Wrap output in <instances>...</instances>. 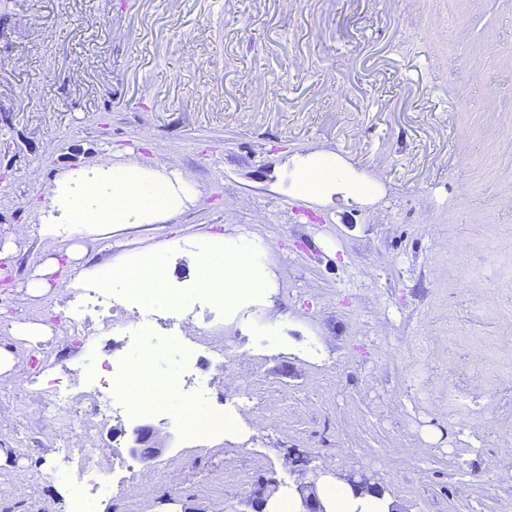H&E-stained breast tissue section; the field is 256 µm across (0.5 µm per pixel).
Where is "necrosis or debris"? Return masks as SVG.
Here are the masks:
<instances>
[{
	"label": "necrosis or debris",
	"instance_id": "1",
	"mask_svg": "<svg viewBox=\"0 0 512 512\" xmlns=\"http://www.w3.org/2000/svg\"><path fill=\"white\" fill-rule=\"evenodd\" d=\"M171 294L175 304L158 306L140 300L131 291L116 299L105 288L73 289L65 323L78 370L58 372L53 351H42L35 384L46 399L43 421L50 426L60 416L71 414L80 429L79 435L64 437L61 446L52 449L47 468L35 475L36 480H58L67 486L66 512H89L92 494L111 495L108 471L123 473L128 483L136 477L134 462L120 444L102 438V431L112 417L131 421L136 416L135 408L118 397L129 367L103 354L105 337L118 334L128 344L162 322L186 364L198 363L204 356L211 365H224L223 337L206 335L193 322L204 307L208 308L210 318H223V297L193 288H175ZM132 308L138 312L133 320L128 317Z\"/></svg>",
	"mask_w": 512,
	"mask_h": 512
}]
</instances>
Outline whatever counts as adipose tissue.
Here are the masks:
<instances>
[{"label":"adipose tissue","mask_w":512,"mask_h":512,"mask_svg":"<svg viewBox=\"0 0 512 512\" xmlns=\"http://www.w3.org/2000/svg\"><path fill=\"white\" fill-rule=\"evenodd\" d=\"M191 188H172L166 176L145 173L130 167H106L91 175L66 179L58 187L57 209L64 223L78 227L92 224H138L163 217L189 198ZM258 246L249 240L217 244L210 252L194 256L202 288L224 291L225 308L240 301L264 295L267 278L256 264ZM164 269L155 255L140 256L124 267L121 276L126 287L135 289L148 302L164 305ZM321 498L327 512H388L389 502L377 495L354 496L341 481L325 484Z\"/></svg>","instance_id":"adipose-tissue-1"}]
</instances>
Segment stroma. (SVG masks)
<instances>
[{"label":"stroma","mask_w":512,"mask_h":512,"mask_svg":"<svg viewBox=\"0 0 512 512\" xmlns=\"http://www.w3.org/2000/svg\"><path fill=\"white\" fill-rule=\"evenodd\" d=\"M314 154L369 192L296 193ZM103 165L194 193L153 224L45 235L57 181ZM215 235L257 242L267 292L225 318L204 398L139 413L171 436L145 488L92 512H251L259 478L277 499L307 484L297 449L404 512L512 501V0H0V512H65V486L31 477L53 433L21 332L53 341L86 270L137 254L194 283L188 256ZM122 353L183 375L164 328ZM220 404L240 433L177 451V419Z\"/></svg>","instance_id":"obj_1"}]
</instances>
